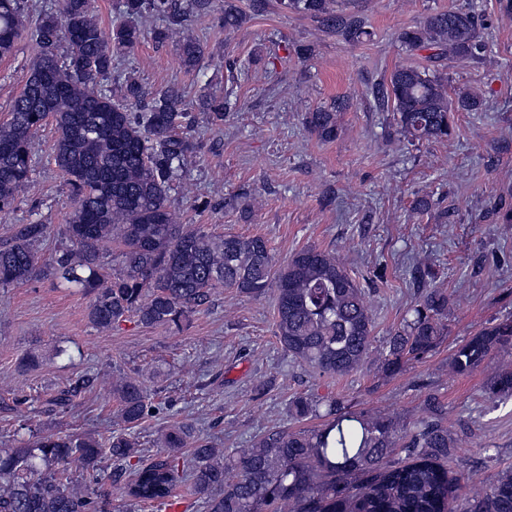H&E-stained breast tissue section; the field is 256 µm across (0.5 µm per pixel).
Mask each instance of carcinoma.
I'll return each instance as SVG.
<instances>
[{
    "label": "carcinoma",
    "mask_w": 512,
    "mask_h": 512,
    "mask_svg": "<svg viewBox=\"0 0 512 512\" xmlns=\"http://www.w3.org/2000/svg\"><path fill=\"white\" fill-rule=\"evenodd\" d=\"M209 0H120L117 21L105 32L91 0H57L56 10L34 18L26 0H0V59L31 32L38 47L22 92L9 118L0 123V210L31 182L32 140L54 124L55 163L75 199L66 235L71 248L41 265L33 244L44 224H25L0 246V285L20 286L43 274L59 275L91 296L88 317L100 331L133 315L149 326L183 327L189 314L207 302L214 288L258 297L273 290L276 337L288 356L321 377L359 370L373 348L374 320L363 288L330 250L305 247L287 260L276 259L269 241L255 235L213 236L189 230L170 209L174 181L184 172L189 138L177 133L187 119L183 92L168 87L151 99L129 75L115 97L107 85L112 52L131 49L144 38L137 19L163 15L168 26L158 41L182 35L185 65L198 64L202 48L188 18L200 16ZM284 8L307 15L345 41L362 44L372 32L354 15L338 13L333 0H281ZM243 14L236 0H224V29L236 28ZM396 40L410 54L428 52L439 63L450 57L476 59L484 52L478 21L455 9L427 15L400 30ZM377 106L396 117L399 134L411 144L442 141L454 132L453 113L476 112L477 92L448 95V76L416 65L395 68L375 84ZM336 110L308 113L306 124L323 141L339 132ZM202 109L216 120L232 110L222 97L209 96ZM118 249L119 274L106 280L101 256ZM450 295L428 287L387 337L379 357L385 376L438 345ZM512 318L482 328L456 346L450 366L458 375L492 369L486 400L512 397ZM117 423L103 444L83 435L42 436L20 448H0V512H107L94 488L73 479L91 476L99 484L98 463L117 462L108 479L126 480V495L137 503L164 507L177 497H196L205 512H457L465 474L454 475L444 461L456 447L442 404L427 396L424 416L414 422L358 411L342 398L299 396L289 404L296 425L269 429L253 445L226 452L195 434L187 423L164 433L165 453L131 464L136 441L131 431L162 410L161 403L133 377L112 383ZM321 419L305 427L301 422ZM191 448V463L182 451ZM235 472L226 478V471ZM467 512H512V471L498 473Z\"/></svg>",
    "instance_id": "cac0c4a2"
}]
</instances>
